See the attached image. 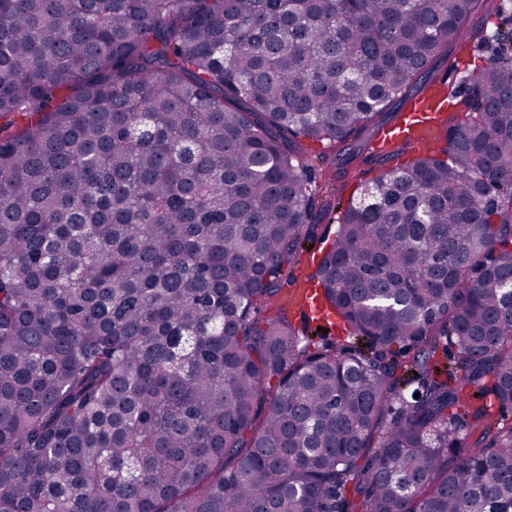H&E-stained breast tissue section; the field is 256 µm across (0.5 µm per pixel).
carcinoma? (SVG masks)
<instances>
[{"instance_id":"cac0c4a2","label":"carcinoma","mask_w":512,"mask_h":512,"mask_svg":"<svg viewBox=\"0 0 512 512\" xmlns=\"http://www.w3.org/2000/svg\"><path fill=\"white\" fill-rule=\"evenodd\" d=\"M476 8L0 0V512H512V36L368 151ZM446 93L448 80L440 77L422 93L408 100L402 111L375 135L373 148L382 154H387L396 145L423 151L442 131L451 111H456L448 100H444ZM312 189H313V205L311 212L310 224H318L316 229V236L318 238L326 236L327 241L320 243L319 240L312 242H306L304 244L306 252L304 253V260L307 255L315 253L317 256L322 255V251L327 248L332 239L334 238L337 223H336V207H344L348 199L352 195L357 194V188L359 184L358 180H353L347 183V185L340 191H337V186L331 181L329 172L316 171L312 176ZM331 203L334 205V211H325L326 206ZM340 203V205H338ZM313 245L311 250L308 247Z\"/></svg>"}]
</instances>
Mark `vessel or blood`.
<instances>
[{"label":"vessel or blood","mask_w":512,"mask_h":512,"mask_svg":"<svg viewBox=\"0 0 512 512\" xmlns=\"http://www.w3.org/2000/svg\"><path fill=\"white\" fill-rule=\"evenodd\" d=\"M448 91L446 78H438L419 95L408 100L400 113L374 137L373 147L385 154L397 145L424 150L442 131L452 111L444 99Z\"/></svg>","instance_id":"b4317fda"}]
</instances>
